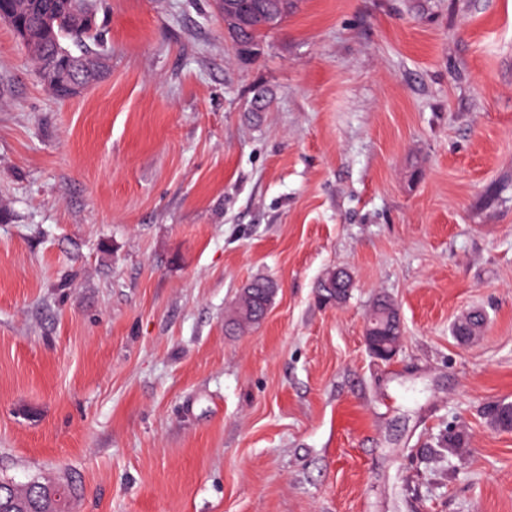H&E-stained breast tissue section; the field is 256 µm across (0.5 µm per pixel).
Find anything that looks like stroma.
<instances>
[{
  "instance_id": "1",
  "label": "stroma",
  "mask_w": 512,
  "mask_h": 512,
  "mask_svg": "<svg viewBox=\"0 0 512 512\" xmlns=\"http://www.w3.org/2000/svg\"><path fill=\"white\" fill-rule=\"evenodd\" d=\"M99 22L69 101L0 24V478L70 512H512L481 414L512 402V0H296L247 61L215 0ZM274 291V283L268 279H255L248 283L240 292L231 312V324L243 330L259 322L263 316L258 318L252 310L261 311L264 304L269 305ZM370 314H374L376 316V321L374 323H370V328H381V330L377 332V336H393L395 331H398V308L393 302L384 298L377 299L370 311ZM370 328L366 325L364 334L365 345L369 353L381 360L392 358L397 352L396 348L399 340L392 347H389L390 339L387 337L386 345L389 347L388 351L378 353L374 351L376 348V341L374 336H371L368 331ZM484 321V315L480 312L469 313L453 325V334L462 339H472L479 335Z\"/></svg>"
}]
</instances>
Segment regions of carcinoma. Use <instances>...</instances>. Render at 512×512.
<instances>
[{
    "label": "carcinoma",
    "instance_id": "carcinoma-1",
    "mask_svg": "<svg viewBox=\"0 0 512 512\" xmlns=\"http://www.w3.org/2000/svg\"><path fill=\"white\" fill-rule=\"evenodd\" d=\"M253 13L251 26L245 29L243 40L256 49L267 32L281 25L292 9L279 11L280 0H233ZM70 0H3V8L12 11L20 24L35 39V51L30 55L34 67H39L40 57L47 51L61 50L69 55H92V46L99 44L97 30L84 28L74 18L69 8ZM337 287L328 288L319 283L323 296L337 303L348 294L350 277L337 273ZM275 291L274 283L268 279H255L240 292L231 312V324L243 330L260 321L253 311L262 310L270 303ZM371 313L376 321L370 327L378 329L379 336H392L399 324L397 306L384 298L376 300ZM484 321L480 312L469 313L453 325V334L463 339L479 335ZM512 404L495 402L485 408L487 422L502 431L512 430ZM76 496V488L57 480H36L32 484L18 486L0 479V512H67Z\"/></svg>",
    "mask_w": 512,
    "mask_h": 512
}]
</instances>
